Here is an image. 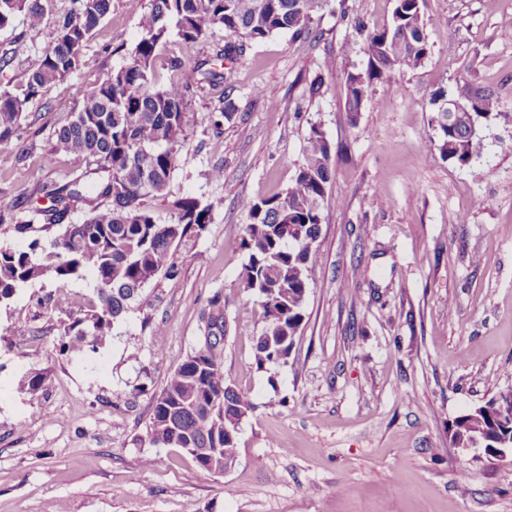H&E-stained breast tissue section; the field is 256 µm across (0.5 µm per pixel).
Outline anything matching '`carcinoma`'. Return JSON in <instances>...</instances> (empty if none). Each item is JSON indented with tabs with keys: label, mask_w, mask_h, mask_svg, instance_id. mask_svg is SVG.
<instances>
[{
	"label": "carcinoma",
	"mask_w": 512,
	"mask_h": 512,
	"mask_svg": "<svg viewBox=\"0 0 512 512\" xmlns=\"http://www.w3.org/2000/svg\"><path fill=\"white\" fill-rule=\"evenodd\" d=\"M49 0H0V29L21 14L29 29L41 27ZM112 0H77V6L55 20L54 37L39 65L25 82L0 91V144L17 135L30 103L47 87L78 71L87 41L108 14ZM329 0H149L140 16L141 39L129 64L98 82L55 132L51 153L78 155L81 171L38 187L50 205L38 210L43 223L0 213L18 235L31 238L27 249L0 248V306L9 305L18 290L38 281L68 282L92 274L97 303L64 329L59 354L72 357L94 352L112 335L143 287L159 277L176 284V248L199 236L211 223L215 204L198 197L173 202L175 218L162 222L148 201L164 195L183 146L187 115L186 91L193 84L222 86L224 74L200 63L176 82L152 81L157 52L171 35L196 43L212 30H224V44L212 56L233 62L248 46L290 32L310 35L309 24ZM364 34V72H350L344 83V107L356 120L375 79L416 69L428 57L429 45L420 0H395L392 22ZM457 110L448 111V100ZM440 154L462 167L471 166L483 140L470 125L496 115L497 100L474 90L463 78L456 93L440 90L430 97ZM332 177V147L314 128L303 163L285 193L259 201L244 200L248 222L237 249L244 252L242 279L257 295L264 325L254 337V363L259 370L286 362L288 349L303 319L311 283L313 247L321 235L322 204ZM83 205L87 217L72 221ZM202 321L200 346L187 354L153 400L147 438L154 446L181 448L204 471L238 460V430L253 411L247 396L224 378V301L210 299ZM44 374L35 370L21 383L39 393ZM512 397L501 390L485 404L457 416L448 427L449 444L475 448L494 441H512V421L501 418L494 400Z\"/></svg>",
	"instance_id": "cac0c4a2"
}]
</instances>
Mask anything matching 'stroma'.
Listing matches in <instances>:
<instances>
[{
    "label": "stroma",
    "mask_w": 512,
    "mask_h": 512,
    "mask_svg": "<svg viewBox=\"0 0 512 512\" xmlns=\"http://www.w3.org/2000/svg\"><path fill=\"white\" fill-rule=\"evenodd\" d=\"M147 3L112 0L80 70L30 106L8 145L25 159L0 169V211L47 207L37 187L85 167L51 153L54 132L130 63ZM394 5L330 0L312 37L276 34L235 63L216 62L232 120L221 119L216 91L192 89L169 193L149 206L168 221L173 200L204 197L216 203L212 220L178 246V284L146 285L96 353L57 352L64 324L96 298L92 279L37 282L0 308V512H512V457L448 443L458 415L512 388V36L502 33L512 0H423L427 59L373 81L350 118L345 77L367 65L355 24L383 28ZM70 6L50 0L35 32L21 17L0 29L9 59L0 91L37 67ZM223 40L220 30L207 44L171 39L155 82L175 79L170 58L193 68ZM461 77L500 100L469 167L441 157L429 105ZM315 127L332 145L334 174L312 285L286 363L260 371L253 338L263 315L241 279L240 202L284 193ZM216 294L224 376L255 405L239 428L238 462L222 474L146 437L153 398L197 345ZM147 322L162 328V348ZM34 369L46 380L32 396L21 383Z\"/></svg>",
    "instance_id": "obj_1"
}]
</instances>
